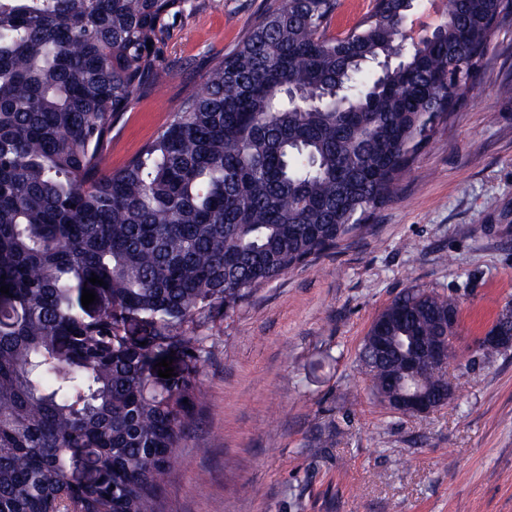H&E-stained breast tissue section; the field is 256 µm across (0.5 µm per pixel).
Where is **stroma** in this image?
<instances>
[{
  "instance_id": "35a3bbf8",
  "label": "stroma",
  "mask_w": 512,
  "mask_h": 512,
  "mask_svg": "<svg viewBox=\"0 0 512 512\" xmlns=\"http://www.w3.org/2000/svg\"><path fill=\"white\" fill-rule=\"evenodd\" d=\"M267 0H194L159 53L171 77L112 132L121 168ZM457 297L455 399L421 417L374 404L358 351L403 288ZM512 300V24L476 88L437 121L397 195L362 232L218 315L164 512H512V349L475 342Z\"/></svg>"
}]
</instances>
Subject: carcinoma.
I'll return each instance as SVG.
<instances>
[{
  "instance_id": "1",
  "label": "carcinoma",
  "mask_w": 512,
  "mask_h": 512,
  "mask_svg": "<svg viewBox=\"0 0 512 512\" xmlns=\"http://www.w3.org/2000/svg\"><path fill=\"white\" fill-rule=\"evenodd\" d=\"M186 2L0 0V512H160L204 399L203 328L391 200L512 13V0H453L442 31L408 46L409 0H375L339 36L336 0H282L112 171V130L166 84L158 49ZM459 321L433 289L395 295L359 354L372 400L390 409L412 347L443 337L453 359ZM487 335L508 340L482 354L512 348L511 302ZM379 336L392 350L377 359ZM171 353L186 372L156 395L150 358ZM417 385L448 404L445 376ZM77 449L106 482L64 481Z\"/></svg>"
}]
</instances>
